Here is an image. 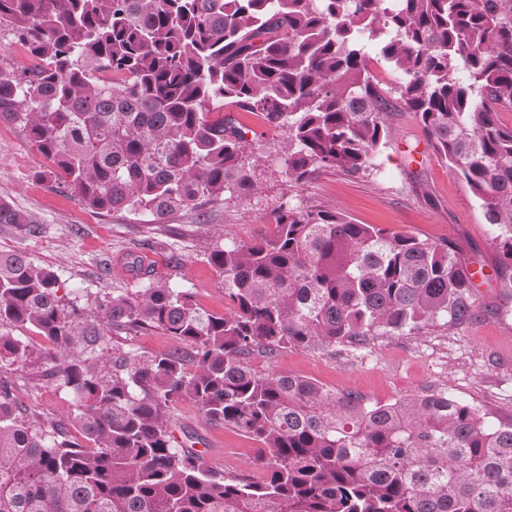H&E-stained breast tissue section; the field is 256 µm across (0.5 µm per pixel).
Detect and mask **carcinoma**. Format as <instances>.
Returning a JSON list of instances; mask_svg holds the SVG:
<instances>
[{
    "label": "carcinoma",
    "instance_id": "1",
    "mask_svg": "<svg viewBox=\"0 0 512 512\" xmlns=\"http://www.w3.org/2000/svg\"><path fill=\"white\" fill-rule=\"evenodd\" d=\"M365 31L405 75L397 101L479 201L511 291L512 127L498 114L512 111V0H0V34L36 60L0 67V121L22 125L86 207L165 224L258 198L249 129L211 118L226 104L285 132L297 184L373 169L392 92L369 75ZM272 215L273 239L209 256L228 315L129 254L144 288L112 292L95 323L64 302L54 272L0 252V365L26 363L16 332L35 333L78 403L74 429L38 428L0 382V512H512V423L446 394L368 403L251 363L472 318L457 248L302 202ZM0 224L41 233L2 199ZM103 324L158 329L192 353L81 359ZM186 400L262 446L261 479L219 471L174 436L167 408Z\"/></svg>",
    "mask_w": 512,
    "mask_h": 512
}]
</instances>
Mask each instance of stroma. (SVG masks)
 I'll return each mask as SVG.
<instances>
[{
    "instance_id": "35a3bbf8",
    "label": "stroma",
    "mask_w": 512,
    "mask_h": 512,
    "mask_svg": "<svg viewBox=\"0 0 512 512\" xmlns=\"http://www.w3.org/2000/svg\"><path fill=\"white\" fill-rule=\"evenodd\" d=\"M225 116L247 125L253 152L262 157L263 211L243 203L218 202L181 211L168 223H150L133 213L101 214L88 209L62 183L49 177L52 167L17 124L0 122V198L31 214L40 235H20L0 224V251L20 252L56 275L61 293L100 315L99 303L115 289L140 288L124 267L126 254L142 257L156 278L190 292L204 310L230 313L224 279L207 260L225 240L255 243L275 231L270 211L280 202L301 199L338 209L360 224L417 234L453 243L474 272L477 315L463 324L438 320L420 332L371 336L336 346L291 347L273 358L254 357L261 368L316 379L340 393L369 402L444 393L467 402L496 422H512V293L501 287L491 227L469 190L437 157L413 113L393 106L391 141L379 152L373 171L350 177L330 170L302 185L289 183L281 163L283 132L254 115L228 106ZM122 343L133 353L170 352L177 344L148 330L124 335L104 329L103 347ZM19 404L37 422L69 421L76 412L74 393L46 377L41 362L0 369ZM176 431L196 434V450L214 468L260 477L258 443L230 427L213 426L192 404L169 408Z\"/></svg>"
}]
</instances>
